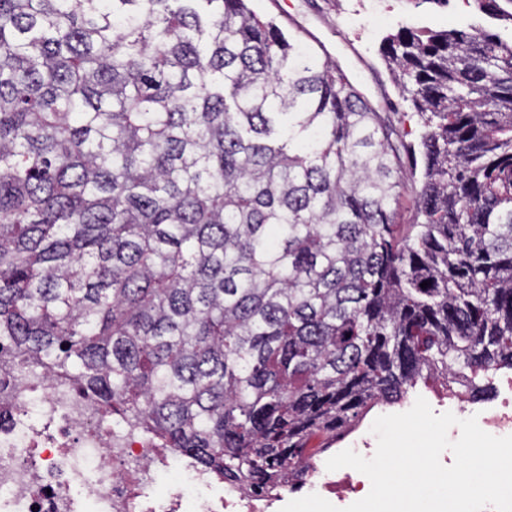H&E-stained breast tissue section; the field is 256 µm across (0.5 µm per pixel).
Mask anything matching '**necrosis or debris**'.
<instances>
[{"mask_svg": "<svg viewBox=\"0 0 512 512\" xmlns=\"http://www.w3.org/2000/svg\"><path fill=\"white\" fill-rule=\"evenodd\" d=\"M429 404L437 414L477 416L491 435H512V373L499 377L489 400L466 399L448 385ZM370 487L354 469L327 470L317 452L300 481L270 492L233 486L130 428L114 427L69 377L0 370V512H280L312 493L344 508Z\"/></svg>", "mask_w": 512, "mask_h": 512, "instance_id": "obj_1", "label": "necrosis or debris"}]
</instances>
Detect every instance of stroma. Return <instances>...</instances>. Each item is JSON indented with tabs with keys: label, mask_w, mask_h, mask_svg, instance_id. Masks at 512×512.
<instances>
[{
	"label": "stroma",
	"mask_w": 512,
	"mask_h": 512,
	"mask_svg": "<svg viewBox=\"0 0 512 512\" xmlns=\"http://www.w3.org/2000/svg\"><path fill=\"white\" fill-rule=\"evenodd\" d=\"M303 42L324 44L349 78L379 107H390L397 129L411 132L409 106L400 102L380 55L382 37L399 27L443 30L475 22L490 31L499 23L480 13L471 0H279ZM263 16L274 15L270 0H251Z\"/></svg>",
	"instance_id": "obj_1"
}]
</instances>
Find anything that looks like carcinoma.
Wrapping results in <instances>:
<instances>
[{"label": "carcinoma", "mask_w": 512, "mask_h": 512, "mask_svg": "<svg viewBox=\"0 0 512 512\" xmlns=\"http://www.w3.org/2000/svg\"><path fill=\"white\" fill-rule=\"evenodd\" d=\"M249 2L0 0V364L261 490L426 369H512V40L387 36L407 144ZM404 163V176L408 184V190L403 193L400 197L399 202L396 206V223L397 224H412L416 215V207L414 202V195L412 193V187L418 186L417 180L420 177L419 166L417 171L412 169V158L409 154L403 155Z\"/></svg>", "instance_id": "cac0c4a2"}]
</instances>
